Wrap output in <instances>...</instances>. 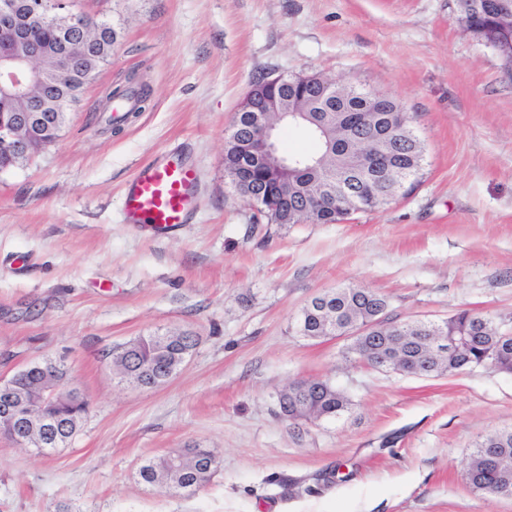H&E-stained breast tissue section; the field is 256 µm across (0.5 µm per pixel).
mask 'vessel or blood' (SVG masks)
Instances as JSON below:
<instances>
[{
    "label": "vessel or blood",
    "mask_w": 512,
    "mask_h": 512,
    "mask_svg": "<svg viewBox=\"0 0 512 512\" xmlns=\"http://www.w3.org/2000/svg\"><path fill=\"white\" fill-rule=\"evenodd\" d=\"M197 173L193 165L160 158L141 166L124 194L129 223L164 233L187 223L194 202Z\"/></svg>",
    "instance_id": "vessel-or-blood-1"
}]
</instances>
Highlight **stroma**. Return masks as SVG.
Here are the masks:
<instances>
[{
    "label": "stroma",
    "instance_id": "obj_1",
    "mask_svg": "<svg viewBox=\"0 0 512 512\" xmlns=\"http://www.w3.org/2000/svg\"><path fill=\"white\" fill-rule=\"evenodd\" d=\"M121 29L59 138L0 171V377L50 358L90 406L48 455L0 435V512H512L466 480L476 442L512 427V373L422 377L369 366L350 338L296 319L354 285L400 321L463 309L512 327V78L455 20L456 0H77ZM138 74L149 107L117 134L98 117ZM320 73L395 97L421 141L411 188L336 224H271L224 171L233 117L259 76ZM197 167L188 224L123 220L137 168ZM169 331L197 339L165 385L117 381L112 352ZM329 380L350 401L294 423L278 396ZM215 450L187 496L142 483L145 460Z\"/></svg>",
    "mask_w": 512,
    "mask_h": 512
}]
</instances>
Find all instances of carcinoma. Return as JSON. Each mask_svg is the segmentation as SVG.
I'll return each mask as SVG.
<instances>
[{
	"mask_svg": "<svg viewBox=\"0 0 512 512\" xmlns=\"http://www.w3.org/2000/svg\"><path fill=\"white\" fill-rule=\"evenodd\" d=\"M30 28L41 40H54L55 27L45 19L30 22ZM118 40V32L103 42L98 55L91 65L96 72L110 63L112 51ZM57 89L54 106L66 113L76 106L84 88L93 80L88 72L70 73L58 71L55 75ZM129 96L137 103L135 111L140 112L150 99L148 87L141 89L112 90L109 98ZM288 97L293 101L310 99L318 106L306 113L302 125L309 131H321L323 138L318 141V154L323 162L305 174L288 176V196L308 204V210L297 215L280 207L269 208L265 216L272 224H334L355 212L378 208L385 201H370L367 198L338 197L333 206L322 207V187L328 173L334 171L341 176L356 178L362 175L359 161L366 149L365 138L371 130V113L358 108L338 97H327L319 87L306 84L288 86ZM241 145L229 141L224 149V168L234 176L235 164ZM377 168L404 165L419 169L422 146L407 124L403 112L388 113L385 138L378 148ZM387 304L386 298L365 288L346 287L342 296L336 299V318L347 323L364 320L374 309ZM449 336H467L470 346L460 356L443 361L430 355L423 344L410 341L405 344L402 356L406 357L412 374L429 376L443 370L464 371L476 368H490L495 364L512 371V330L503 331L493 325L490 318L463 310L441 323ZM196 346V339L186 333L177 336L168 344L161 343L159 336H141L137 340L112 351V363L122 377H139L154 387L162 385L160 377L170 365L181 366L182 357H187ZM47 369L52 385L60 388L70 386L68 371L64 365L46 360L27 371L17 373L18 384L35 387L40 381L42 369ZM349 400L327 380L314 379L308 386L298 389L288 398V413L292 420L308 421L312 418H334L347 409ZM89 410L87 398L67 399L59 402L55 411L69 421L80 424ZM219 457L208 448L172 449L157 459H150L139 468L141 481L150 486H164L184 495H192L205 486L218 471ZM466 477L469 485L487 496L512 495V428H504L478 442L472 451Z\"/></svg>",
	"mask_w": 512,
	"mask_h": 512,
	"instance_id": "obj_1",
	"label": "carcinoma"
}]
</instances>
